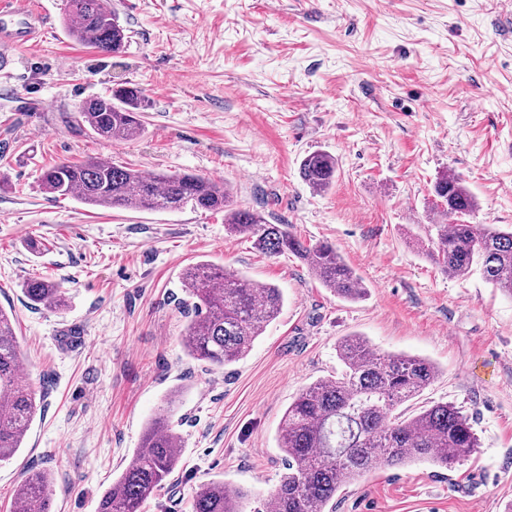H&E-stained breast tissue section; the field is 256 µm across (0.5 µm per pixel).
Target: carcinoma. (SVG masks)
<instances>
[{"label":"carcinoma","mask_w":512,"mask_h":512,"mask_svg":"<svg viewBox=\"0 0 512 512\" xmlns=\"http://www.w3.org/2000/svg\"><path fill=\"white\" fill-rule=\"evenodd\" d=\"M66 23L72 35L102 54L124 51L128 36L103 0H67ZM140 90L120 84L104 96L83 102L71 116L98 137L131 140L144 131ZM302 180L329 190L336 178V158L317 151L300 162ZM42 188L87 206L158 212L194 210L224 213V231L251 239L269 256L295 255L322 287L347 301L360 300V277L328 242L303 243L287 224H272L254 209L233 204L226 184L184 173L145 172L100 157L60 162L42 171ZM436 205L448 220L430 225L429 254L450 277L477 271L493 287L512 297V230L488 224H464L476 197L453 175L436 181ZM188 299L180 301L189 320L183 345L200 362L222 368L246 356L266 325L280 312L284 296L274 285L258 286L246 276L208 261L183 272ZM23 293L35 307L61 310L65 291L48 278H33ZM341 370L305 387L288 405L279 431L285 453L280 484L271 497L275 512H325L337 492L378 466L397 468L428 461L450 469L470 458L479 438L469 416L453 403L437 402L407 416L399 408L420 396L438 375L430 361L380 353L358 336L336 343ZM176 396L147 427L140 448L106 490L98 512H142L162 489L181 459L178 436L168 414ZM41 400L19 373V345L11 315L0 308V463L22 448ZM52 474L30 470L16 489L20 512H51ZM246 492L222 480L200 484L191 512H244Z\"/></svg>","instance_id":"1"}]
</instances>
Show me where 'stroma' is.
<instances>
[{
    "instance_id": "stroma-1",
    "label": "stroma",
    "mask_w": 512,
    "mask_h": 512,
    "mask_svg": "<svg viewBox=\"0 0 512 512\" xmlns=\"http://www.w3.org/2000/svg\"><path fill=\"white\" fill-rule=\"evenodd\" d=\"M0 69V307L11 312L27 383L43 407L0 464V512L29 469L52 473V512H97L167 394L181 463L143 512H190L221 479L265 512L283 473L288 405L335 374L336 342L440 370L405 404L461 407L480 447L451 469H376L342 487L333 512H506L512 506V298L480 274L450 278L422 247L433 187L455 173L477 198L467 221L512 228V7L505 0H112L129 36L106 55L65 27ZM141 90L143 134L104 140L69 123L88 98ZM336 158L325 192L301 178ZM100 157L143 171L221 178L236 204L335 245L367 289L342 300L294 255L270 257L201 210L112 211L46 193L45 166ZM208 261L282 289L249 353L221 369L190 359L182 273ZM48 277L68 306L33 308ZM302 180L311 188L324 192L329 190L336 178V158L326 151L306 155L300 162ZM23 293L35 307L61 310L66 306L65 291L59 283L48 278L29 279L23 285Z\"/></svg>"
}]
</instances>
